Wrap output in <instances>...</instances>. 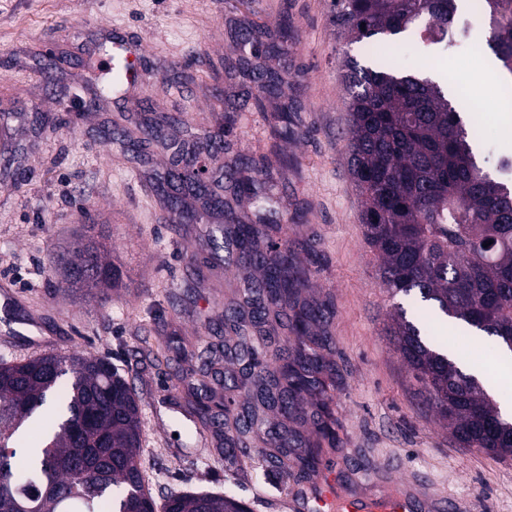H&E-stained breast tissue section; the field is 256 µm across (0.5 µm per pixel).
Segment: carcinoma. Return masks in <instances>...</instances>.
<instances>
[{
	"mask_svg": "<svg viewBox=\"0 0 512 512\" xmlns=\"http://www.w3.org/2000/svg\"><path fill=\"white\" fill-rule=\"evenodd\" d=\"M492 36L489 46L512 75V0H484ZM338 36L348 40L397 36L423 25L433 43L466 38L460 29L448 40L457 0H332ZM350 174L361 200L365 239L380 259L378 277L392 296L418 298L440 320H455L491 341V350H512V186L494 175L476 149L479 137L462 120L444 84L422 73L347 64ZM224 148V132L211 131L201 148H175L169 182L175 193L170 211L180 221L192 214L178 191L213 196L200 164ZM237 191L262 201L268 187L254 179ZM269 225L223 224L209 239L211 250L236 253L258 267L244 298L233 299L224 320L235 335L224 355L241 373L224 375V409L211 413L202 400L186 399L190 413L222 436L228 425L232 457L249 454L250 443L266 444L267 474L277 477L314 471L320 443H306L294 430L265 429L272 411L306 415L305 395L328 398L315 374L326 367L318 349L323 337L313 326L332 314L327 305L299 304L302 272L288 249V226L280 237ZM489 246H484L487 241ZM92 263L94 279L78 269ZM72 292L95 296L122 288V273L105 260L99 243L87 235L66 266ZM295 354L274 371L261 368L258 346L288 311ZM398 351L427 394L429 408L448 423L459 446L479 448L499 458L512 456V417L505 418L479 381L448 356L417 318L402 307L392 315ZM246 401L231 413L235 392ZM45 419L37 448L22 447L23 426ZM140 399L108 359L92 355H44L19 363H0V512H250L232 495L187 491L157 502L146 489L140 462Z\"/></svg>",
	"mask_w": 512,
	"mask_h": 512,
	"instance_id": "1",
	"label": "carcinoma"
}]
</instances>
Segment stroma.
Here are the masks:
<instances>
[{
  "label": "stroma",
  "mask_w": 512,
  "mask_h": 512,
  "mask_svg": "<svg viewBox=\"0 0 512 512\" xmlns=\"http://www.w3.org/2000/svg\"><path fill=\"white\" fill-rule=\"evenodd\" d=\"M284 26L292 38L274 50ZM117 36L142 49L140 74L107 92L94 66ZM490 36L484 17L450 50L413 34L351 44L337 36L329 0H0V279L18 290L16 315H38L49 333L45 347L0 334V361L48 352L108 358L141 399V458L153 492L219 491L251 512H299L302 485L280 493L259 455L225 457L170 390L223 395L215 375L231 368L224 338L214 337L205 362L197 338L207 320L222 319L235 286L257 272L244 263L226 269L223 253L205 251L219 215L188 225L172 219L154 190L170 167L166 152L150 144L140 156L123 144L145 111L168 116L162 133L171 141L220 128L224 150L209 164L210 179L274 151L288 158L272 170L264 211L245 196L233 207L249 224L260 214L287 224L288 247L310 271L302 299L334 308L324 356L335 367L326 382L336 444L325 447L319 467L337 476L338 496L406 490L422 512L470 500L481 512H512V459L455 443L391 341L394 304L413 303L380 286L348 170L343 104L345 62L437 72L464 109L477 111L480 154L511 156L512 112L502 111L501 83L484 71ZM258 68L284 77L278 94L266 95L253 79ZM283 111L292 133L276 140ZM41 115L54 126L41 127ZM85 224L108 225L101 250L130 278L101 301L58 291L48 268L49 253L70 249ZM191 249L197 259H189ZM144 336L166 363L140 354Z\"/></svg>",
  "instance_id": "stroma-1"
}]
</instances>
